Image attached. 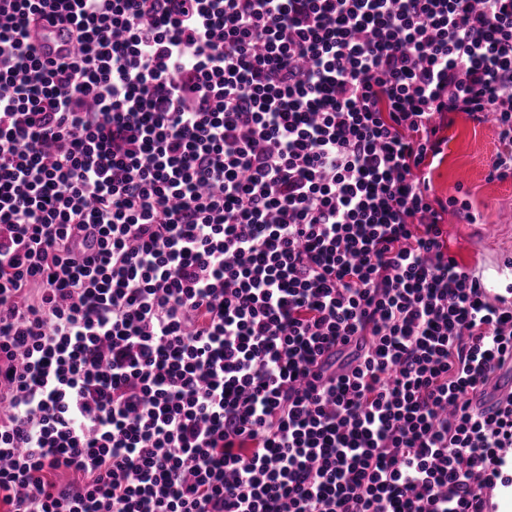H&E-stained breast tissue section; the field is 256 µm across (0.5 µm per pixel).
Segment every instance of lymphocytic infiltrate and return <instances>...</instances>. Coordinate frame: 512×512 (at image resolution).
Returning <instances> with one entry per match:
<instances>
[{
	"label": "lymphocytic infiltrate",
	"mask_w": 512,
	"mask_h": 512,
	"mask_svg": "<svg viewBox=\"0 0 512 512\" xmlns=\"http://www.w3.org/2000/svg\"><path fill=\"white\" fill-rule=\"evenodd\" d=\"M460 113L512 180V0H0V505L498 512ZM35 44L41 55L51 58L67 56L73 48L68 39L54 28L42 30Z\"/></svg>",
	"instance_id": "obj_1"
}]
</instances>
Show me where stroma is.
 <instances>
[{"mask_svg":"<svg viewBox=\"0 0 512 512\" xmlns=\"http://www.w3.org/2000/svg\"><path fill=\"white\" fill-rule=\"evenodd\" d=\"M446 135L448 145L433 173L434 187L444 196L463 187L478 216L471 224L462 215L449 213L448 246L460 262L480 269L491 287H505L512 283V181L487 179L499 148L495 128L459 117Z\"/></svg>","mask_w":512,"mask_h":512,"instance_id":"35a3bbf8","label":"stroma"}]
</instances>
